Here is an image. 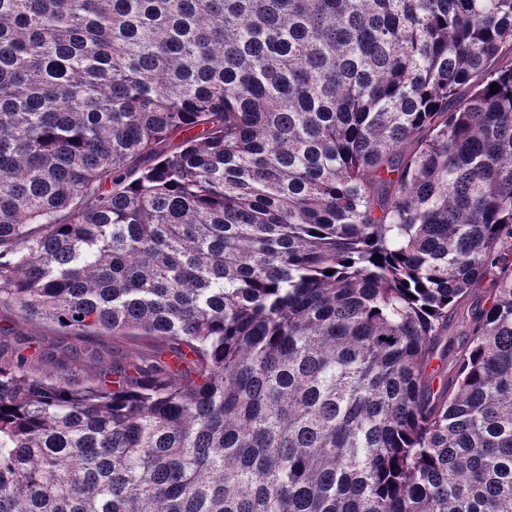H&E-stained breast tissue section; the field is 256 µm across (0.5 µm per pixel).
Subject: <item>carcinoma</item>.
I'll list each match as a JSON object with an SVG mask.
<instances>
[{
	"instance_id": "carcinoma-1",
	"label": "carcinoma",
	"mask_w": 512,
	"mask_h": 512,
	"mask_svg": "<svg viewBox=\"0 0 512 512\" xmlns=\"http://www.w3.org/2000/svg\"><path fill=\"white\" fill-rule=\"evenodd\" d=\"M505 56L512 0H0V308L165 345L0 349V512H512ZM477 301L484 302V294L476 290L473 294L465 298L458 308L455 310L454 315L448 321V341L454 340V350L448 351V358L445 363H440L439 360H434L433 365L437 368L438 373L450 377L456 358L459 355L460 349L458 344L466 336L468 331V324L470 321V310ZM0 328L10 329L11 335L5 338L7 343H13L18 337L26 339L31 346L54 349L56 359L51 364H38L39 372L61 377L73 387H80L97 377L107 363L126 362L141 353L162 349L160 343H129L112 340V336H101L92 343L101 353V362L89 359L74 361L66 354L73 344H83L76 336L60 329L29 323L22 319L18 311L9 308L0 309Z\"/></svg>"
}]
</instances>
